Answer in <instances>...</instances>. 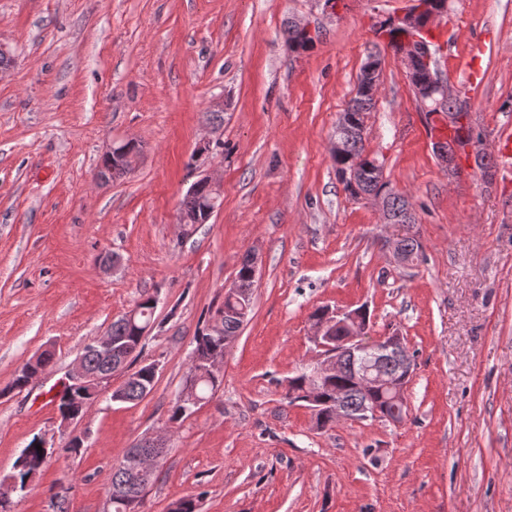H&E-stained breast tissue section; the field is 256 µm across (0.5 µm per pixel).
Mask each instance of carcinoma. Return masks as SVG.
Segmentation results:
<instances>
[{"label":"carcinoma","mask_w":512,"mask_h":512,"mask_svg":"<svg viewBox=\"0 0 512 512\" xmlns=\"http://www.w3.org/2000/svg\"><path fill=\"white\" fill-rule=\"evenodd\" d=\"M288 46L295 52L310 49L315 40L309 39L293 26L286 29ZM382 60L376 53L368 54L361 67L357 80L356 92L344 110L345 123L337 124L336 138L343 142L341 152L332 155L336 176L343 183L344 189L353 199H359L364 195H382L389 207V216L395 222L401 224L405 214L411 210V204L404 196L395 193L390 183L385 179L382 165L377 159L365 153L363 144V132L367 115L374 108L375 101L365 92V84L369 80L377 78L381 70ZM427 77L424 64H419L413 77L409 79L410 87L420 111L430 113L434 111L435 90L428 85L418 86ZM213 198L211 189L200 184L194 193L184 195L179 212V220L187 225L204 224L208 219V209ZM235 284L238 292L224 295V302L210 315L214 319L218 316L224 321V334L213 336L208 328H203L194 336V348L192 350L190 369H201L205 361L224 353L225 341L237 336L243 325L241 317L250 314L253 305L254 286L251 279L250 260L244 259L235 275ZM153 296L143 297L136 307L139 309L138 320L134 323L120 317L112 322V339L119 342L125 349L128 360L129 373L124 383L112 392V396L123 403H134L145 397L155 385L154 363H141L143 340L145 330L154 323ZM54 351L43 350L36 360H28L15 370L11 382L1 390V393L23 390L38 370L52 366ZM309 380L308 369H301L291 378V390L285 392L284 399L293 404L302 400L301 392ZM222 383L220 375L209 374L201 378L197 386L198 395L205 398L217 391ZM347 395L350 405L359 406L363 403L377 402L384 406L387 404V393L380 389L358 390L355 388V369L349 359H343L340 372L323 384L322 395L325 402L318 415L319 429H327L336 426V410L333 401L336 393ZM93 394L88 391L77 392L72 398L57 403V409L65 414L71 411H81L85 402L91 400ZM41 444L39 437H34L23 449L17 458L14 471L9 479L15 481L19 492L28 490L31 483L40 473L45 464L44 452L36 449ZM152 485L155 474L135 477L130 470L125 468L124 461H119L112 470V502L108 512H143L145 495L136 489V482Z\"/></svg>","instance_id":"cac0c4a2"}]
</instances>
